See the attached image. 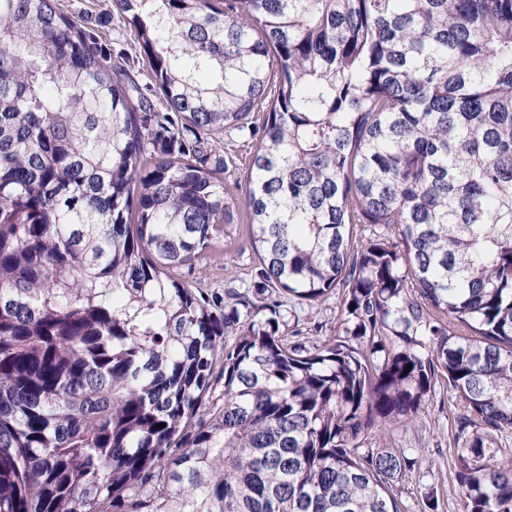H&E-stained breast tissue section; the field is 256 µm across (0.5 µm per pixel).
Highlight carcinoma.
<instances>
[{
  "label": "carcinoma",
  "instance_id": "obj_1",
  "mask_svg": "<svg viewBox=\"0 0 512 512\" xmlns=\"http://www.w3.org/2000/svg\"><path fill=\"white\" fill-rule=\"evenodd\" d=\"M112 11L138 56L0 0V512H402L371 439L441 383L462 512H512V0ZM241 205L255 279L193 291ZM215 145L221 153H224V158L228 161V168L224 170L223 175L224 184L241 196L245 191L250 150L254 142L247 141L246 137L238 133H224V141ZM339 297V298H338ZM340 296L338 294L332 295L327 301H323L319 306L315 307L312 311L305 307V310L298 309L300 316V325L304 333H312L309 329L313 330L314 326L322 323L323 329L317 333L320 337H326L331 334V329L336 326V318L339 307Z\"/></svg>",
  "mask_w": 512,
  "mask_h": 512
}]
</instances>
